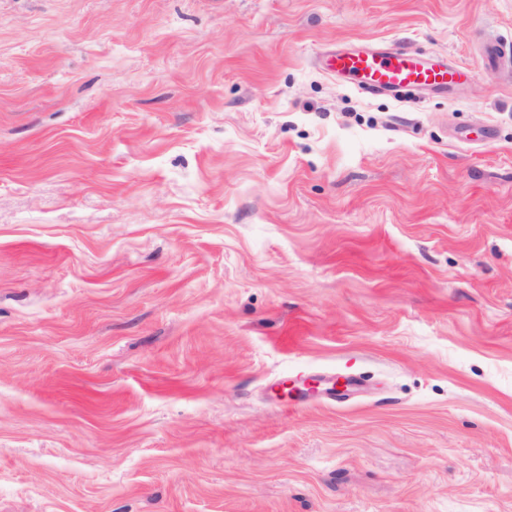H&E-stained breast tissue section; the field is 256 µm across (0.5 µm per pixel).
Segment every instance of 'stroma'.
Returning <instances> with one entry per match:
<instances>
[{"instance_id":"stroma-1","label":"stroma","mask_w":512,"mask_h":512,"mask_svg":"<svg viewBox=\"0 0 512 512\" xmlns=\"http://www.w3.org/2000/svg\"><path fill=\"white\" fill-rule=\"evenodd\" d=\"M503 38L512 0H0V512H512ZM378 49L463 77L329 67ZM333 69L339 74L360 79L362 88L377 91L445 86L458 76L454 69L439 63L422 64L400 51L336 55Z\"/></svg>"}]
</instances>
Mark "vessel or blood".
<instances>
[{"mask_svg":"<svg viewBox=\"0 0 512 512\" xmlns=\"http://www.w3.org/2000/svg\"><path fill=\"white\" fill-rule=\"evenodd\" d=\"M333 68L337 73L359 79L363 88L377 91L445 86L457 77L456 70L439 63L423 64L399 51L340 54Z\"/></svg>","mask_w":512,"mask_h":512,"instance_id":"obj_1","label":"vessel or blood"}]
</instances>
